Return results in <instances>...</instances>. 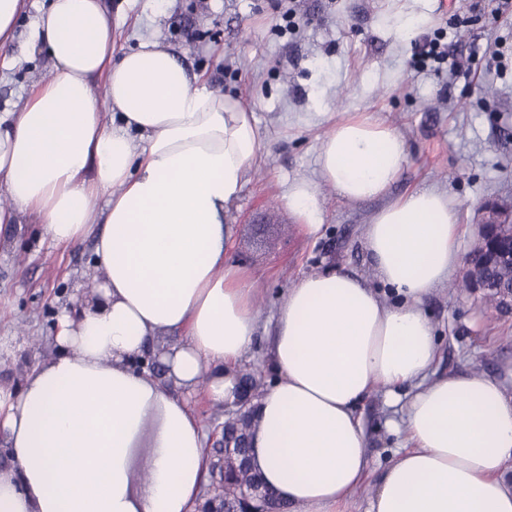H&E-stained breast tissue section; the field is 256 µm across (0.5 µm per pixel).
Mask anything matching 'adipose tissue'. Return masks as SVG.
I'll use <instances>...</instances> for the list:
<instances>
[{"label":"adipose tissue","mask_w":512,"mask_h":512,"mask_svg":"<svg viewBox=\"0 0 512 512\" xmlns=\"http://www.w3.org/2000/svg\"><path fill=\"white\" fill-rule=\"evenodd\" d=\"M115 38L105 0H50L31 26L50 77L20 111L0 112V225L30 219L71 245L101 224L103 275L97 298L59 314L56 355L22 390L0 387L11 450L0 512H197L209 456L188 397L234 403L255 340L260 297L230 257L228 212L260 158V129L174 49L144 36L118 55ZM406 159L400 133L352 113L320 139L318 180H293L281 197L310 237L320 184L383 199L363 245L396 295L327 269L281 301L250 456L287 512H347L365 486L366 512H512V397L479 371L436 374L423 309L460 267L458 209L435 189L389 198ZM163 333L177 337L161 357L170 387L135 367ZM378 390L405 445L377 474L357 409Z\"/></svg>","instance_id":"ef3b65f1"}]
</instances>
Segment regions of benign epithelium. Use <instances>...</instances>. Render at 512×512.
<instances>
[{
	"label": "benign epithelium",
	"mask_w": 512,
	"mask_h": 512,
	"mask_svg": "<svg viewBox=\"0 0 512 512\" xmlns=\"http://www.w3.org/2000/svg\"><path fill=\"white\" fill-rule=\"evenodd\" d=\"M509 237L512 246V207L490 201L483 206V218L477 235L475 247L469 257L467 268L462 277L466 290L486 292L487 269L492 266H512V251L505 252L497 245L502 238ZM220 478L212 474L209 499L212 507L205 512H223L224 498L221 495ZM242 496L251 503L250 512H275L274 505L266 492L244 481L241 486Z\"/></svg>",
	"instance_id": "benign-epithelium-1"
}]
</instances>
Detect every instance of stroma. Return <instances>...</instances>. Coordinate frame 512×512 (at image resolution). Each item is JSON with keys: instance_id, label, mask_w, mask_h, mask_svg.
I'll return each instance as SVG.
<instances>
[{"instance_id": "stroma-1", "label": "stroma", "mask_w": 512, "mask_h": 512, "mask_svg": "<svg viewBox=\"0 0 512 512\" xmlns=\"http://www.w3.org/2000/svg\"><path fill=\"white\" fill-rule=\"evenodd\" d=\"M45 0H28L18 39L0 66V112L20 110L50 65L30 54L31 24ZM111 0L117 51L149 34L180 52L211 90L238 96L264 135L259 163L229 211L233 258L254 272L262 295L257 340L241 364L264 368L269 331L283 297L300 277L336 268L372 278L363 230L381 200L354 203L320 187L321 234L302 235L281 203L289 181L316 175L318 141L353 112L386 120L405 139L407 161L392 195L426 188L448 192L459 207L460 251L469 253L481 208L512 204V20L496 0ZM425 18L420 33L438 37L460 63L419 62L414 38L395 24ZM92 240L52 244L37 224L0 229V386L22 389L56 353L58 313L88 298ZM438 337L436 369H479L512 395V314L481 294L437 289L424 303ZM360 413L370 430L375 468L404 444L390 429L394 408L383 393Z\"/></svg>"}]
</instances>
